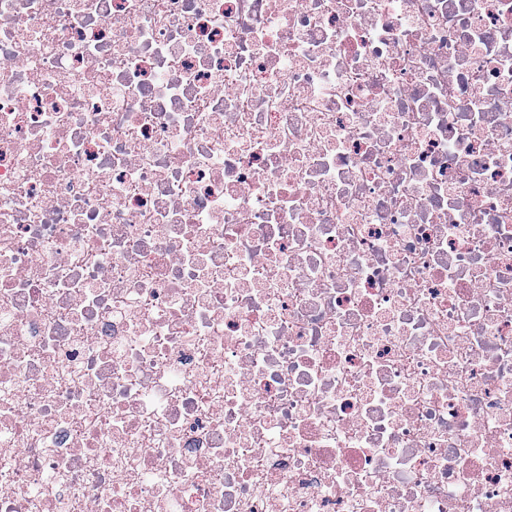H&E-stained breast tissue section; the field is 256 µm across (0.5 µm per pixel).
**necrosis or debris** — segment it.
<instances>
[{"instance_id":"1","label":"necrosis or debris","mask_w":512,"mask_h":512,"mask_svg":"<svg viewBox=\"0 0 512 512\" xmlns=\"http://www.w3.org/2000/svg\"><path fill=\"white\" fill-rule=\"evenodd\" d=\"M0 512H512V0H0Z\"/></svg>"}]
</instances>
